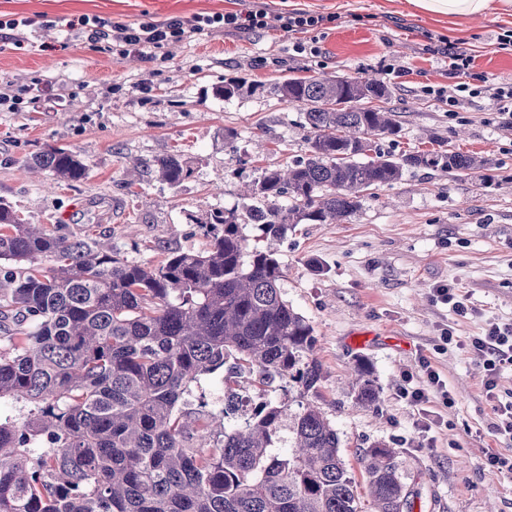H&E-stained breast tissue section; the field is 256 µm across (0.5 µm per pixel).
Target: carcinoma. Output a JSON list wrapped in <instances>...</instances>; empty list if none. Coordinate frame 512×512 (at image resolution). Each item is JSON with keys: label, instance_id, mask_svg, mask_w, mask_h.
I'll return each instance as SVG.
<instances>
[{"label": "carcinoma", "instance_id": "cac0c4a2", "mask_svg": "<svg viewBox=\"0 0 512 512\" xmlns=\"http://www.w3.org/2000/svg\"><path fill=\"white\" fill-rule=\"evenodd\" d=\"M305 110L309 154L265 170L245 216L210 215L207 250L167 252L156 266L130 262L91 238L24 224L0 203V399L29 406L18 425L0 417V512H403L408 495L396 451H363L370 510L320 407L305 401L322 378L313 328L282 298L273 253L252 248L241 225L282 238L295 224L347 221L367 191L405 171L455 174L488 160L433 150L391 154L395 112L375 77H290L274 86ZM162 181L193 170L177 154L154 160ZM67 181L86 177L73 151L49 147L24 162ZM48 260L47 269L40 261ZM224 371V408L185 410L200 377ZM296 390L292 444L274 453L290 402L262 401L238 417L250 392ZM352 384L378 400L370 372Z\"/></svg>", "mask_w": 512, "mask_h": 512}]
</instances>
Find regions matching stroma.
<instances>
[{"label": "stroma", "instance_id": "1", "mask_svg": "<svg viewBox=\"0 0 512 512\" xmlns=\"http://www.w3.org/2000/svg\"><path fill=\"white\" fill-rule=\"evenodd\" d=\"M254 2L272 14L298 10L333 21L306 33L205 31L126 56L56 25L89 15L135 27L245 11ZM0 13L48 18L24 49L0 39V94L37 77L51 84L22 111L0 109V202L24 223L113 245L141 264H159L170 249L204 251L210 214L245 212L252 203L245 184L305 156L304 114L274 90L291 76L382 78L401 126L382 149L491 159L490 169L453 176L408 171L365 195L341 224H300L277 240L255 224L242 232L274 253L283 298L313 329L322 379L309 399L335 426L358 486L366 484L361 450L383 443L397 452L407 512H512V475L488 461L492 452L512 456V438L493 428L496 399L512 397V370L487 396L483 365L469 348L489 322L512 323V130L484 97L449 115L435 94L450 82L448 61L426 51L432 37L464 44L473 73L510 81L512 45L499 48L497 37L512 31V9L449 19L409 0H0ZM299 43L317 47V56L296 53ZM237 79L252 91L216 95ZM51 146L79 154L86 177L24 173L23 162ZM172 153L193 170L176 187L154 168L156 157ZM440 287L467 298V316L434 301ZM446 328L455 343L443 341ZM425 360L452 401L434 398L436 422L423 433L400 389L422 386ZM360 364L381 389L376 407L361 404L351 386Z\"/></svg>", "mask_w": 512, "mask_h": 512}]
</instances>
